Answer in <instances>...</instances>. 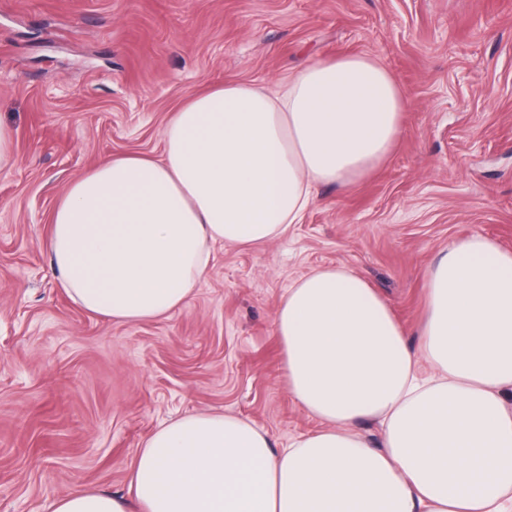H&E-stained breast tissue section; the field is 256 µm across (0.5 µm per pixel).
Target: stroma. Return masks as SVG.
Masks as SVG:
<instances>
[{
	"label": "stroma",
	"mask_w": 512,
	"mask_h": 512,
	"mask_svg": "<svg viewBox=\"0 0 512 512\" xmlns=\"http://www.w3.org/2000/svg\"><path fill=\"white\" fill-rule=\"evenodd\" d=\"M341 54L378 59L407 102L369 176L321 186L304 223L219 244L185 305L112 322L59 288L44 242L66 185L99 160L156 153L169 113L227 79L268 86ZM0 512L127 494L163 421L249 420L275 448L321 429L281 381L275 316L295 280L342 265L418 344L429 267L481 235L512 251V0H0ZM15 161L13 131L0 123V171L13 167Z\"/></svg>",
	"instance_id": "35a3bbf8"
}]
</instances>
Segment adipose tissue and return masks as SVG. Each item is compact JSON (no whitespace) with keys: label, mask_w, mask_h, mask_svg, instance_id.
Instances as JSON below:
<instances>
[{"label":"adipose tissue","mask_w":512,"mask_h":512,"mask_svg":"<svg viewBox=\"0 0 512 512\" xmlns=\"http://www.w3.org/2000/svg\"><path fill=\"white\" fill-rule=\"evenodd\" d=\"M406 109L366 54L318 59L276 92L228 81L170 113L159 155L104 158L65 187L45 246L60 288L123 323L168 316L216 243L260 246L302 223L316 185L387 158ZM411 350L359 275L317 268L283 296L275 332L289 394L322 429L274 449L217 412L162 423L129 496L86 489L49 512H512V252L474 236L426 277ZM382 427L373 448L356 429Z\"/></svg>","instance_id":"obj_1"}]
</instances>
